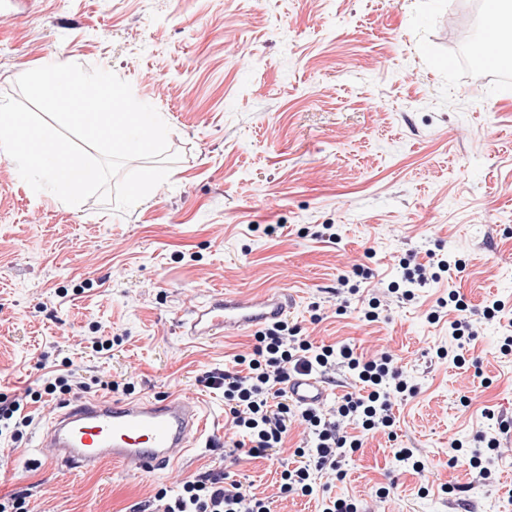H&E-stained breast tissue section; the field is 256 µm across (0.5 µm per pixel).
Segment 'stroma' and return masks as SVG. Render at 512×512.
I'll return each mask as SVG.
<instances>
[{
	"label": "stroma",
	"mask_w": 512,
	"mask_h": 512,
	"mask_svg": "<svg viewBox=\"0 0 512 512\" xmlns=\"http://www.w3.org/2000/svg\"><path fill=\"white\" fill-rule=\"evenodd\" d=\"M461 2L0 0V96L47 63L110 70L162 113L180 156L120 212L34 192L0 151V395L73 370L90 399L115 381L117 400L201 401L211 438L144 477L110 462L52 465L35 445L64 400L44 394L22 438L0 449V496H26L30 512H131L211 471L272 512H321L329 497L363 512H512V355L500 352L512 333V77L460 65L486 36ZM326 224L335 242L321 239ZM406 256L461 266L408 302L388 291ZM277 286L313 345L389 354L417 388L391 399L396 439L344 423L362 446L343 478L316 475L310 496L279 490L303 427L289 425L283 447L233 451L224 392L205 381L235 369L254 331L196 344L178 324L210 292ZM452 288L475 332L462 346L454 313L426 318ZM492 299L505 309L489 320ZM97 336L111 349L93 350ZM442 347L461 348L464 364L439 358ZM481 434L499 441L485 475L469 465ZM400 448L413 463L396 460Z\"/></svg>",
	"instance_id": "35a3bbf8"
}]
</instances>
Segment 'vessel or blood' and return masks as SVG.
Listing matches in <instances>:
<instances>
[{
	"label": "vessel or blood",
	"mask_w": 512,
	"mask_h": 512,
	"mask_svg": "<svg viewBox=\"0 0 512 512\" xmlns=\"http://www.w3.org/2000/svg\"><path fill=\"white\" fill-rule=\"evenodd\" d=\"M288 305L283 287L248 294L227 291L194 308L181 327L193 339L229 335L282 319ZM287 391L308 408L320 405L328 394L326 385L312 375L291 377ZM206 428L201 405L178 394L154 399L101 397L65 406L39 434L37 446L52 463L91 472L112 461L126 474L140 476L176 463L191 448L188 433L201 435Z\"/></svg>",
	"instance_id": "obj_1"
}]
</instances>
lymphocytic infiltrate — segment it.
Instances as JSON below:
<instances>
[{
	"instance_id": "lymphocytic-infiltrate-1",
	"label": "lymphocytic infiltrate",
	"mask_w": 512,
	"mask_h": 512,
	"mask_svg": "<svg viewBox=\"0 0 512 512\" xmlns=\"http://www.w3.org/2000/svg\"><path fill=\"white\" fill-rule=\"evenodd\" d=\"M238 370L211 377L212 385L223 388L224 403L236 433L246 437L249 454L282 447L288 435V421L297 418L314 436L311 448L297 449L304 465L284 470L280 491L288 495L312 494L311 476L323 471L341 472L346 452L359 448V439L342 432L345 419L360 420L364 430L391 428L395 418L391 394L408 392L409 385L388 354L372 359L358 357L346 345L315 346L300 337L297 328L286 321L268 325L255 335L251 353L238 356ZM347 369L363 384L365 391L347 394L330 409H304L293 412L285 403V385L295 374L312 373L333 377L338 369ZM87 386L77 374L70 373L47 383L43 390L26 388L23 392L0 398V433L22 437L23 427L32 417L29 403L54 393L79 395ZM137 512H270L268 501L246 492L240 483H225L211 473L186 480L176 496L157 490Z\"/></svg>"
}]
</instances>
